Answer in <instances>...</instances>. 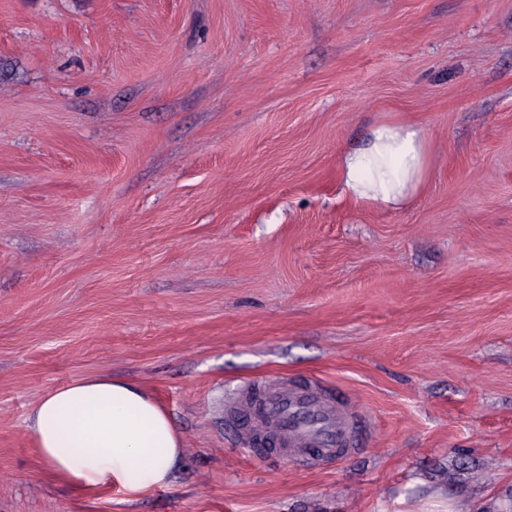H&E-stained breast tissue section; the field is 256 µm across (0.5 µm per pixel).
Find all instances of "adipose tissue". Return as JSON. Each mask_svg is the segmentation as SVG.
Listing matches in <instances>:
<instances>
[{
  "instance_id": "adipose-tissue-1",
  "label": "adipose tissue",
  "mask_w": 512,
  "mask_h": 512,
  "mask_svg": "<svg viewBox=\"0 0 512 512\" xmlns=\"http://www.w3.org/2000/svg\"><path fill=\"white\" fill-rule=\"evenodd\" d=\"M338 162L347 198L400 208L430 176V135L421 123L384 119L362 145L341 149ZM25 426L42 459L74 490L114 486L132 498L166 486L185 446L157 399L123 378L88 377L54 388L34 404Z\"/></svg>"
}]
</instances>
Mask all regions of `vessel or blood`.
<instances>
[{"label":"vessel or blood","instance_id":"obj_1","mask_svg":"<svg viewBox=\"0 0 512 512\" xmlns=\"http://www.w3.org/2000/svg\"><path fill=\"white\" fill-rule=\"evenodd\" d=\"M224 418L238 423V441L259 445L260 455L316 468L356 452L361 413L313 380L267 376L245 383L225 403Z\"/></svg>","mask_w":512,"mask_h":512}]
</instances>
